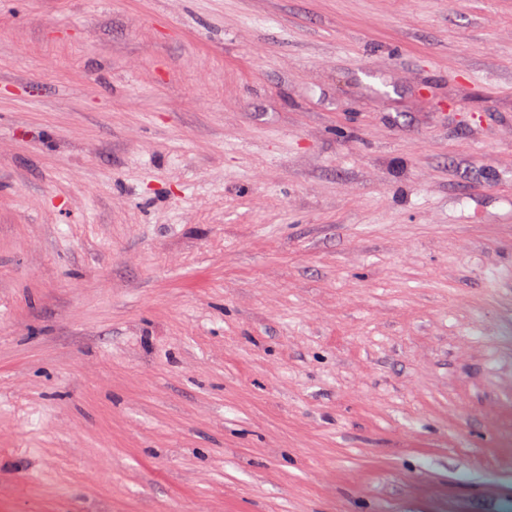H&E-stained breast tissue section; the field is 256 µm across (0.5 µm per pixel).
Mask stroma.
<instances>
[{
	"label": "stroma",
	"mask_w": 512,
	"mask_h": 512,
	"mask_svg": "<svg viewBox=\"0 0 512 512\" xmlns=\"http://www.w3.org/2000/svg\"><path fill=\"white\" fill-rule=\"evenodd\" d=\"M0 512H512V0H0Z\"/></svg>",
	"instance_id": "obj_1"
}]
</instances>
